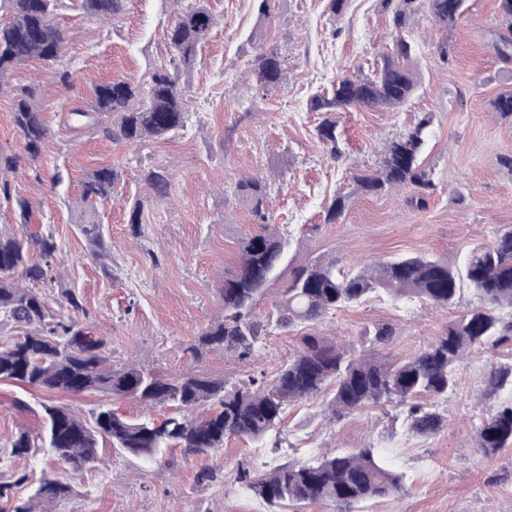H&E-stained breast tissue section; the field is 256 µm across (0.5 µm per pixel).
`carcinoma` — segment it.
Instances as JSON below:
<instances>
[{"mask_svg": "<svg viewBox=\"0 0 512 512\" xmlns=\"http://www.w3.org/2000/svg\"><path fill=\"white\" fill-rule=\"evenodd\" d=\"M126 0H80V7L102 20L117 17ZM416 0H385L394 6L395 30L392 53L383 57L372 76L342 75L331 92L317 94L311 110L324 113L316 127L319 139L337 153L338 112L354 108L399 110L411 100L417 80L409 65L414 52L407 35L409 16ZM429 20L448 29L463 14L465 0H426ZM61 0H0L9 20L0 22V87L19 67L32 59L54 66L53 74L66 85L70 71L64 63L66 37L55 24ZM216 18L205 0H188L174 24L166 29L170 58L155 65L148 90L121 79L97 86L94 101L85 109H72L67 120L76 130L94 129L104 137L126 143L165 138L187 127L186 95L180 72L192 67L206 43ZM498 26L503 33L493 42L499 56L512 58V0H498ZM257 81L265 88L279 86L286 68L273 49L258 45L255 58ZM493 111L512 116V92L491 101ZM14 130L27 159L38 162L49 129L33 92L21 90L14 101ZM432 117L425 113L399 139L386 146L377 169L354 177L356 190L369 194L398 186L416 191L410 203L425 205L424 190L432 186L430 172L419 156L430 136ZM19 166V157L0 150V199L15 202L25 219L31 203L13 197L7 174ZM118 173L107 166L88 174L83 183L82 232L99 251L105 249L101 225L95 219L94 201L112 190ZM143 181L157 198L169 195L170 181L161 170L150 169ZM250 211L268 221L267 179L255 175L236 185ZM348 196L334 197L326 221L339 219ZM288 241L268 227L242 240L237 269L224 277L219 294L224 316L195 337L187 352L196 359L209 353H232L243 360L252 355L274 329H293L314 324L337 310L385 292L395 297L425 299L440 307L457 304L462 284L473 289L478 304L463 311L448 330L415 355L391 362L378 348L393 337L390 326L378 324L366 331L369 348L330 344L306 333L296 351L272 375H261L239 385L227 379L197 374L163 376L145 365L114 367L105 356V341L74 319L56 313L36 288L44 266L55 258L58 246L51 234L24 238L0 233V316L23 328L22 335L0 343V381L22 384L48 394L105 393L152 406H168L174 413L161 419H130L108 405L92 412V423L80 419L62 405L40 403L41 427L36 435L23 431L11 445L14 457L25 458L35 442L51 450L61 464L78 471L98 460L99 440L148 461L179 448L186 455L207 454L224 447V439L260 442L280 428L288 406L327 390L332 394V414L348 413L370 404L408 406L409 429L429 438L447 420L438 402L455 384L456 363L468 349L490 350L512 340V319L501 314L512 308V230L500 232L488 245L468 249L459 267L424 255L405 256L365 265L346 273L337 261L317 257L297 266L289 285L268 313L259 310L268 283L285 261ZM39 260L32 261V253ZM486 383L494 392L512 393V364L493 363ZM478 448L495 454L512 447V399L503 402L476 425ZM28 480L23 473L0 484V500L10 502L9 512H39L43 502H54L70 492L58 480L43 479L35 492L18 496ZM238 481L270 505L327 504L334 512H351L365 499L385 498L403 490V476L374 456L373 449L323 454L303 462L288 461L261 475L242 469Z\"/></svg>", "mask_w": 512, "mask_h": 512, "instance_id": "carcinoma-1", "label": "carcinoma"}]
</instances>
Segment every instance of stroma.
<instances>
[{
  "mask_svg": "<svg viewBox=\"0 0 512 512\" xmlns=\"http://www.w3.org/2000/svg\"><path fill=\"white\" fill-rule=\"evenodd\" d=\"M218 25L182 83L191 119L165 140L135 144L76 132L69 110L91 104L96 85L123 79L148 86L153 67L167 56L164 31L180 9L178 0H126L115 21L103 23L64 4L56 21L67 36L64 58L72 73L65 87L46 77L40 60L19 69L0 88V149L18 154L22 146L11 113L17 92L30 87L50 129L38 163L21 162L11 178L14 196L33 205L29 223L11 207L0 208V231L52 234L58 244L38 288L49 307H66V292L81 306L76 321L89 325L106 343L112 364H144L164 375L190 373L248 382L273 374L298 346L299 331H273L246 360L216 352L195 360L187 347L206 326L221 319L219 290L235 270L243 239L260 224L236 190L239 180L268 178L271 210L279 233L290 243L280 275L262 304L270 309L292 269L307 259L333 257L344 267L379 259L425 255L459 264L468 246L491 242L512 229V117L492 111L490 102L512 90V61L492 47L499 32L496 0H465L455 27L429 22L425 0L409 21L416 45L419 87L400 110L360 108L336 116L341 156L331 160L316 134L320 113L312 97L343 72L370 74L390 44L392 10L383 0H348L331 16L328 0H275L264 20L258 0H207ZM276 49L287 67L284 84L266 89L252 72L257 41ZM433 115V134L421 159L435 183L426 204L408 205L410 189L379 195L357 192L355 174L377 167L388 143L399 139L421 113ZM109 166L119 175L110 199L98 203V220L110 245L108 257L93 254L81 232L82 182L93 169ZM166 171L168 197L151 195L144 170ZM348 194L343 216L324 221L337 193ZM142 201V224L132 229L129 206ZM463 287L457 306L439 308L422 299L380 295L340 309L312 325V332L349 347L377 324L390 325L389 359L410 357L446 332L461 311L476 305ZM512 363V344L472 353L455 367L456 385L438 407L447 426L429 438L409 432L406 415L370 405L335 418L324 393L288 407L281 445L225 440L222 449L200 456L167 452L164 461L126 458L105 447L99 463L71 479L72 491L56 512H269L236 479L238 464L264 472L329 449L373 448L385 464L403 474L402 494L355 504L354 512H512V447L493 455L478 451L475 426L511 397L486 385L490 363ZM29 403L17 410L15 400ZM76 409L83 419L101 403L128 417H160L162 409L103 393L53 394L0 381V483L18 471L29 494L54 477L52 456L32 449L11 456L16 434L37 432L34 405L43 400ZM213 468V481H199Z\"/></svg>",
  "mask_w": 512,
  "mask_h": 512,
  "instance_id": "stroma-1",
  "label": "stroma"
}]
</instances>
